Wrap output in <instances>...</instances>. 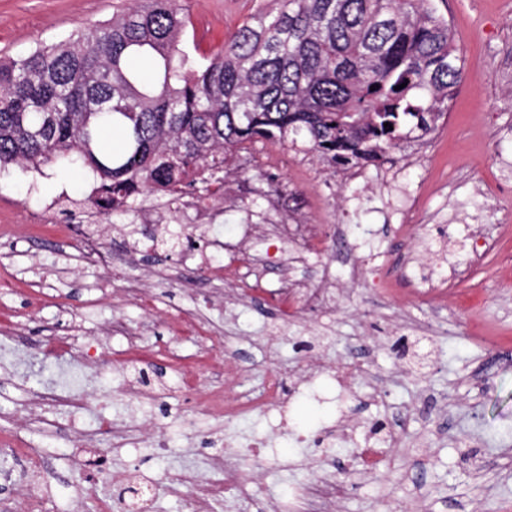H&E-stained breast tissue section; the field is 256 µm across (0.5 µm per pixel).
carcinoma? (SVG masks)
<instances>
[{
    "label": "carcinoma",
    "instance_id": "1",
    "mask_svg": "<svg viewBox=\"0 0 512 512\" xmlns=\"http://www.w3.org/2000/svg\"><path fill=\"white\" fill-rule=\"evenodd\" d=\"M190 26L183 0H144L1 58L0 172L79 171L88 210L136 215L259 140L379 159L435 129L463 74L433 0H282L199 60Z\"/></svg>",
    "mask_w": 512,
    "mask_h": 512
}]
</instances>
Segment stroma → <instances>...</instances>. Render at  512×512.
<instances>
[{"label": "stroma", "mask_w": 512, "mask_h": 512, "mask_svg": "<svg viewBox=\"0 0 512 512\" xmlns=\"http://www.w3.org/2000/svg\"><path fill=\"white\" fill-rule=\"evenodd\" d=\"M451 20L464 78L434 131L400 142L386 160L338 165L307 148L252 143L234 154L224 174V207L209 227L173 217L141 233L140 216H95L73 224L67 237L32 229L46 203L69 196L82 203L93 183L80 173L40 177L17 169L0 174V448L27 440L56 473L49 512H82L76 491L85 475L73 450L91 444L95 417L127 423L125 435L102 454L108 474L136 471L152 482V512H185L169 492L167 471L185 461L211 471L226 436L246 443L266 438L261 461L243 467L261 498L285 512L295 492L320 475L348 485L341 512H512V0H434ZM132 0H0V56L25 53L131 8ZM194 30L185 51L212 53L277 0H187ZM209 33L201 40L196 29ZM397 175L414 198L413 212L397 207L383 179ZM294 230L282 235L279 224ZM190 235L191 252L154 249L153 236ZM493 249L475 262L467 253L483 236ZM229 244L224 276L215 278L214 239ZM108 253L88 260L89 242ZM415 246L419 259L401 280L386 277L388 256ZM465 264L447 296L418 283ZM330 266L331 301L302 309L283 325L274 303L249 285L284 282L317 288ZM137 281L154 302L145 312L127 294ZM123 321L138 338L145 370L162 368L151 399L125 401L134 383L129 365L106 371L71 355L47 356L62 336L75 345L97 342L115 352ZM373 348L368 374L347 388L329 382L300 392L265 416L231 425L202 415L186 393L172 356L203 359V381L220 385L223 351L240 352L242 386L259 388L271 369L301 376L309 358L336 366L355 338ZM75 373L92 397V410L60 416L44 404V385L61 371ZM382 387L348 433L330 449L298 446L294 436H316L342 418L353 398ZM397 420L400 439L391 466L358 474L353 450L372 423ZM162 436L165 451L148 447Z\"/></svg>", "instance_id": "35a3bbf8"}]
</instances>
